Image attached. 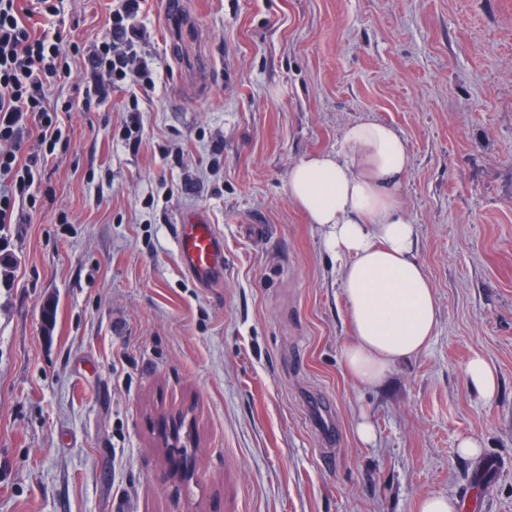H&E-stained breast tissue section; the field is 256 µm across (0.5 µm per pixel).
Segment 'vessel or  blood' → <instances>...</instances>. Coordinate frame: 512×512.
I'll return each mask as SVG.
<instances>
[{
  "instance_id": "vessel-or-blood-1",
  "label": "vessel or blood",
  "mask_w": 512,
  "mask_h": 512,
  "mask_svg": "<svg viewBox=\"0 0 512 512\" xmlns=\"http://www.w3.org/2000/svg\"><path fill=\"white\" fill-rule=\"evenodd\" d=\"M176 248L182 266L200 283H211L223 270L224 249L215 225L186 217L177 226Z\"/></svg>"
}]
</instances>
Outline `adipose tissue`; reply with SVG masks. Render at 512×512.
<instances>
[{
    "label": "adipose tissue",
    "instance_id": "adipose-tissue-1",
    "mask_svg": "<svg viewBox=\"0 0 512 512\" xmlns=\"http://www.w3.org/2000/svg\"><path fill=\"white\" fill-rule=\"evenodd\" d=\"M411 164L401 133L367 120L349 125L334 151L301 158L288 174L291 198L322 227L327 252L341 263L350 328L341 363L364 387L425 351L437 325L416 226L402 206Z\"/></svg>",
    "mask_w": 512,
    "mask_h": 512
}]
</instances>
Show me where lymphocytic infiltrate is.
Instances as JSON below:
<instances>
[{
  "mask_svg": "<svg viewBox=\"0 0 512 512\" xmlns=\"http://www.w3.org/2000/svg\"><path fill=\"white\" fill-rule=\"evenodd\" d=\"M145 2L119 0L109 13L107 39L82 55L65 30L29 28L21 0H0V227L28 223L39 209L36 188L52 156L24 153L31 136L57 145L62 114L104 100L115 84L127 90L134 105L155 87L156 72L134 61L147 32ZM75 57L80 58L87 80L84 97L50 103L49 86L70 76Z\"/></svg>",
  "mask_w": 512,
  "mask_h": 512,
  "instance_id": "f902f5d3",
  "label": "lymphocytic infiltrate"
}]
</instances>
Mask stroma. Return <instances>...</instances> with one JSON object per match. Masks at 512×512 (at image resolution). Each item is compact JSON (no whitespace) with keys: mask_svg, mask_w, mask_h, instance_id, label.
<instances>
[{"mask_svg":"<svg viewBox=\"0 0 512 512\" xmlns=\"http://www.w3.org/2000/svg\"><path fill=\"white\" fill-rule=\"evenodd\" d=\"M114 2L63 0L80 50ZM145 17L139 150L113 88L65 117L41 213L4 233L0 512H417L429 495L512 512V0H184L181 45L163 0ZM367 119L409 147L439 307L429 349L374 388L342 368L341 268L288 193L300 156ZM188 209L224 243L207 287L176 252ZM477 355L489 400L464 379ZM181 414L187 492L156 435Z\"/></svg>","mask_w":512,"mask_h":512,"instance_id":"stroma-1","label":"stroma"}]
</instances>
